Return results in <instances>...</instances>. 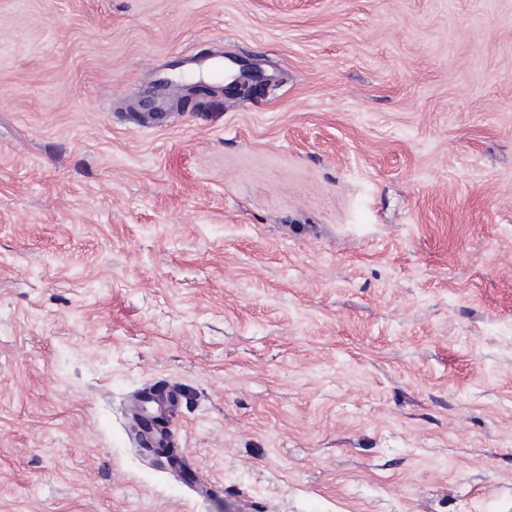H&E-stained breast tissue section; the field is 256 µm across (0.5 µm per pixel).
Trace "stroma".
I'll return each mask as SVG.
<instances>
[{
  "label": "stroma",
  "instance_id": "stroma-1",
  "mask_svg": "<svg viewBox=\"0 0 512 512\" xmlns=\"http://www.w3.org/2000/svg\"><path fill=\"white\" fill-rule=\"evenodd\" d=\"M0 512H512V0H0ZM199 71L213 74L219 80L227 81L230 84L238 82L241 77V66L237 59L231 57H221L213 60L210 68L208 64L204 65ZM147 390L145 401L155 404L153 419L159 423L169 421L173 417L179 402L178 391L168 386H154Z\"/></svg>",
  "mask_w": 512,
  "mask_h": 512
}]
</instances>
